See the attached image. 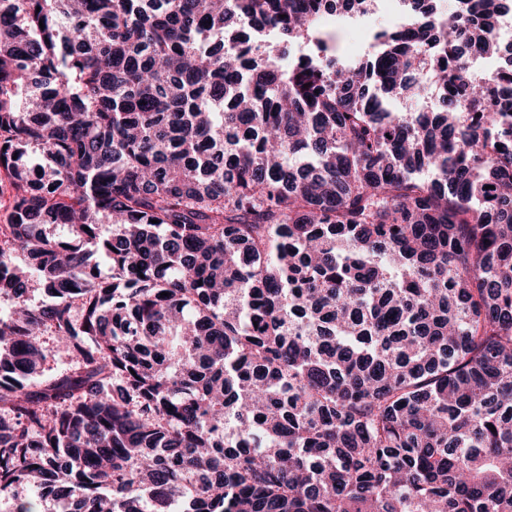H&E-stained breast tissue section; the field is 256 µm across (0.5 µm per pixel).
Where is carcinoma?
Here are the masks:
<instances>
[{"mask_svg":"<svg viewBox=\"0 0 512 512\" xmlns=\"http://www.w3.org/2000/svg\"><path fill=\"white\" fill-rule=\"evenodd\" d=\"M352 3L0 0L10 512H512L505 4ZM379 4L382 7H379ZM402 0H375L371 10L364 16L362 23L370 31L379 30L383 26L380 18L384 17L388 23L396 21L400 17ZM328 19L334 27L348 29L341 35V39L339 41L341 52L344 57L349 58L350 60L361 58L365 54V48L368 47L369 31L363 28L350 29L352 27L351 23L339 25L338 22L344 23L346 20L336 13L328 14ZM328 19L327 17L323 19L322 26L328 30H335Z\"/></svg>","mask_w":512,"mask_h":512,"instance_id":"1","label":"carcinoma"}]
</instances>
